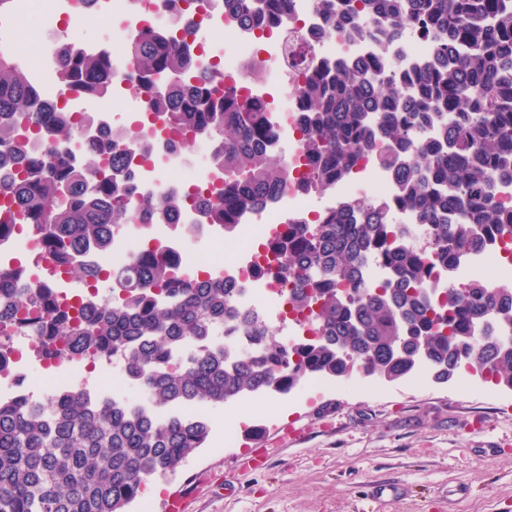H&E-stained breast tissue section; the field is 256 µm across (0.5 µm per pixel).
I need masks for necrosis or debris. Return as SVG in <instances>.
<instances>
[{"mask_svg": "<svg viewBox=\"0 0 512 512\" xmlns=\"http://www.w3.org/2000/svg\"><path fill=\"white\" fill-rule=\"evenodd\" d=\"M34 15L40 20L42 40L31 67L50 101L67 108L76 118L73 134L62 146L63 152L76 158L83 154L89 141L97 138L102 125L110 123L114 105H122L128 112L146 113L144 96L126 92L128 66L117 48L166 20L167 9L163 0H112L107 13L99 15L84 0H14L9 34L12 42L25 41L27 21ZM96 16L112 28L111 43L98 45L97 50L112 60L113 92L111 97L93 101L58 82L57 63L50 49L60 36L71 32L74 23ZM284 19V25L264 27L269 44L263 50L258 48L254 34L245 33L240 24L227 17L223 0H206L199 11L183 15L179 21L171 23L170 28L181 44L219 64L225 77L231 78L235 88L240 90L250 87L241 77L243 62L252 57H265L267 66L261 96L269 107L275 145L291 160L298 155L300 138L295 92L299 71L324 60L344 58L370 61L376 70L387 74L396 64L406 70L421 64L431 49L427 39L417 32L409 33L386 49L379 48L367 37L352 40L338 34L314 39L313 34L321 25L317 0H287ZM180 139L178 133L159 134L153 125L146 124L140 127L135 138L123 144L122 149L132 168L133 186L129 195L133 205L168 196L185 198L186 203L178 209L176 220L171 224L155 223L138 230L127 224L116 226L112 249L102 256V263L124 266L134 255L150 250L152 245L163 244L169 251L182 255L184 267L196 270L204 266L226 273L239 290L237 306L257 323L274 319L291 324L292 336L306 335V326L295 320L288 306L292 277L272 273L275 262L268 250L269 238L289 221L322 222L326 214L355 197L357 190L364 186L370 187L372 198L397 209L390 171L377 163L375 150L362 151L349 179L338 184L333 193L321 195L305 190L310 170L300 166L287 190L240 217L237 225L239 247L227 257L222 250V230L204 224L193 204L195 198L210 196L216 179L208 166L181 154ZM186 225L194 232L195 246L191 249L187 248L179 232L180 227ZM491 271L512 278V251L502 244L491 245L481 256L463 261L453 272L434 273L430 285L443 289L451 283L460 285L486 277ZM37 342V337L14 331L13 348L4 371L0 372V397L15 394L22 381L27 384L23 392L33 404L44 403L60 390L89 388L87 379L82 376L83 362L79 359L57 363L51 376L32 377L30 366L22 364L20 355L22 350L35 349ZM134 388V382L124 370L123 358L117 356L108 362L102 385L89 390L93 399L129 402L135 409L157 418L173 415L190 418L194 415L188 404L159 408L143 394L129 399L128 393Z\"/></svg>", "mask_w": 512, "mask_h": 512, "instance_id": "obj_1", "label": "necrosis or debris"}]
</instances>
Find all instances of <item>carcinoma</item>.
<instances>
[{
	"label": "carcinoma",
	"mask_w": 512,
	"mask_h": 512,
	"mask_svg": "<svg viewBox=\"0 0 512 512\" xmlns=\"http://www.w3.org/2000/svg\"><path fill=\"white\" fill-rule=\"evenodd\" d=\"M324 27L362 34L374 23L385 48L415 29L431 45L428 60L401 89L370 63L316 66L296 88L303 112L301 157L319 192L349 178L366 148L387 145L379 159L392 171L400 208L428 226L429 249L399 244L395 214L360 197L311 231L289 224L274 245L278 271L292 275L294 311L307 313L312 336L292 342L249 320L263 353L231 364L224 347L206 348L183 366L173 355L182 340L219 335L234 289L220 271L177 274L163 248L130 266H89L88 249L107 252L118 224H152L177 209L164 199L137 209L125 202L131 181L120 145L134 130L96 139L73 161L51 142L9 177L0 197L21 202L15 223L41 241L33 267L48 261L89 288L109 295L74 305L57 286L15 269L27 284L9 287L0 273V303L10 302L24 330L41 337L42 353L89 362L125 356V369L158 407L224 404L246 394H285L306 377L345 378L357 371L389 382L426 362L433 380L464 367L501 388L512 387V288L472 281L439 296L432 271L451 272L497 240L512 242V207L494 201V179H512V0H319ZM226 12L253 30L274 20L284 0H224ZM59 80L92 98L112 95L106 56L63 41L55 48ZM128 77L167 127L210 143L219 183L203 219L231 234L245 209L293 180L288 158L270 148L268 107L215 86L210 65L162 30L128 42ZM25 124L56 140L70 139L68 113L43 103L29 72L0 52V165L27 157ZM385 261V280L353 284L370 263ZM209 427L180 417L153 420L115 402L93 403L83 390L57 392L46 403L0 402V512H127L154 475L175 471L206 442Z\"/></svg>",
	"instance_id": "carcinoma-1"
}]
</instances>
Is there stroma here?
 <instances>
[{"label":"stroma","mask_w":512,"mask_h":512,"mask_svg":"<svg viewBox=\"0 0 512 512\" xmlns=\"http://www.w3.org/2000/svg\"><path fill=\"white\" fill-rule=\"evenodd\" d=\"M202 414L205 446L154 479L132 512H168L175 498L184 512H512L510 390L469 395L456 379L408 377L351 393L341 379L320 387L304 379L290 393ZM389 483L403 484L404 495L370 497V485Z\"/></svg>","instance_id":"1"}]
</instances>
